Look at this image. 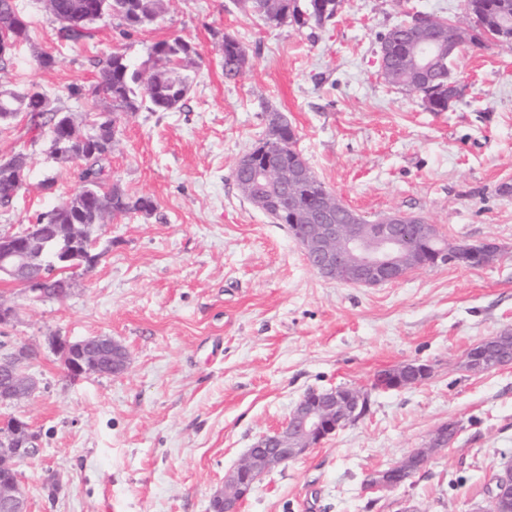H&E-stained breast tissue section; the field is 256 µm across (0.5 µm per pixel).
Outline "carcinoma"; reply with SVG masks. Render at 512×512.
Listing matches in <instances>:
<instances>
[{
	"instance_id": "obj_1",
	"label": "carcinoma",
	"mask_w": 512,
	"mask_h": 512,
	"mask_svg": "<svg viewBox=\"0 0 512 512\" xmlns=\"http://www.w3.org/2000/svg\"><path fill=\"white\" fill-rule=\"evenodd\" d=\"M249 14L268 25L294 23L300 27H321L336 15L341 0H236ZM475 25L461 27L450 25L438 18L432 24L444 29L456 49L468 45H481L492 39L512 51V39L500 36L499 24L512 21V0H465ZM47 10L52 22L58 24V38L69 44H78L90 38L94 25L110 17L121 27L126 38L155 23L161 12V0H47ZM9 39L15 44L29 43V25L25 19L13 18L7 23ZM196 51L192 44L180 37L153 43L147 57L139 65L132 64L125 54L112 53L104 60H96L93 86L88 95L95 99L109 100L112 113L172 112L182 108L190 89L189 71L195 66ZM380 57L385 59L380 75L392 86L422 94L425 108L430 112L448 110V72L450 59H442L426 83L416 80L420 64V51L412 35L398 24L380 41ZM247 63L244 47L237 40L224 38V79L231 82L243 74ZM24 112L29 117L30 128L41 130L51 127L56 114L61 112L55 101L37 90L22 94L0 96V121L13 119ZM275 127L265 130L251 153L260 161L286 165L295 158L297 133L288 121L281 118L268 120ZM74 160L82 165L81 179L84 189L76 195L78 202L68 209L47 214L46 223L57 224L58 235H63V224H90L93 217L83 204L84 197L106 216L125 215L130 212L153 213L156 202L141 196L129 197L119 186L104 189V160L111 150L100 147V139L85 131L73 129L69 133ZM17 191L14 180L0 179V208L9 207ZM325 196H333L321 181L313 177L304 181L294 198V208L315 207Z\"/></svg>"
}]
</instances>
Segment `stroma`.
<instances>
[{"instance_id": "35a3bbf8", "label": "stroma", "mask_w": 512, "mask_h": 512, "mask_svg": "<svg viewBox=\"0 0 512 512\" xmlns=\"http://www.w3.org/2000/svg\"><path fill=\"white\" fill-rule=\"evenodd\" d=\"M18 5L33 45L55 63L39 67L21 49L0 83L40 88L78 119L111 109L71 93L94 82L92 60L122 52L137 63L177 36L198 52L185 107L120 115L106 163L107 184L151 197L156 211L108 218L107 253L67 299L0 283L17 308L0 325V351H42L29 367L39 389L16 408L41 436L18 466L28 512H208L225 474L305 392L363 388L411 360L431 365L427 381L373 395L362 420L266 474L241 512H470L482 502L490 476L512 462V365L475 373L464 356L512 329V194L499 192L512 184V53L460 52L451 75L462 94L445 112L377 73L389 29L415 11L467 22L463 0H343L315 31L267 25L234 0H164L158 21L132 37L106 18L76 45L59 40L44 0ZM228 37L247 52L233 82L224 79ZM270 109L296 128L316 178L366 220L402 212L452 244L491 237L497 260L420 268L372 288L321 277L287 225L233 181ZM15 148L30 156L27 187L0 209V231L36 221L79 187L77 164L48 160L24 115L0 127V154ZM96 334L126 347L127 371L69 380L51 338ZM451 420L459 435L404 485L365 490L368 474Z\"/></svg>"}]
</instances>
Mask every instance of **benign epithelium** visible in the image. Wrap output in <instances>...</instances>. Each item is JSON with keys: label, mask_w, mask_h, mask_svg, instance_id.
I'll use <instances>...</instances> for the list:
<instances>
[{"label": "benign epithelium", "mask_w": 512, "mask_h": 512, "mask_svg": "<svg viewBox=\"0 0 512 512\" xmlns=\"http://www.w3.org/2000/svg\"><path fill=\"white\" fill-rule=\"evenodd\" d=\"M412 25L422 30V77L433 70L445 45L442 34L429 25V15L411 14ZM236 168L247 180V199L257 209L279 205L309 175L306 165L272 166L260 163L246 153ZM294 224L301 229L297 241L306 259L321 276L345 285L376 287L404 278L409 272L439 263L468 268L489 264L500 245L493 239L462 247H435L438 239L434 225L405 213H392L368 223L352 209L338 210L326 198L316 209L293 212ZM41 225L29 224L15 233L0 234V280L17 281L39 299H64L78 280L104 257L99 248L101 225L72 224L69 239L53 253L55 262L71 273L60 281L61 289L49 294L45 285L52 275L43 262L46 240ZM508 338L507 329L471 346L465 353V367L473 372H491L512 363V355L498 344ZM66 376L80 380L90 375L118 376L126 372L129 356L125 347L108 335L70 340L55 336L50 343ZM33 345H21L0 352V408L14 407L31 398L39 388L38 380L26 372V366L40 357ZM432 367L420 360L374 374L366 389L334 386L304 394L288 418L275 430L258 436L244 458L224 476L210 504L219 503L224 512H239L241 502L255 484L277 467L305 455L336 433L362 419L369 411L371 395L403 390L431 377ZM439 428L425 448L413 449L397 464L373 472L368 489L392 490L402 484L394 478L401 472L412 476L429 457L446 447ZM39 436L21 416L0 414V512H27V498L17 470L19 462L39 450ZM478 512H512V468H503L489 480L485 505Z\"/></svg>", "instance_id": "obj_1"}]
</instances>
